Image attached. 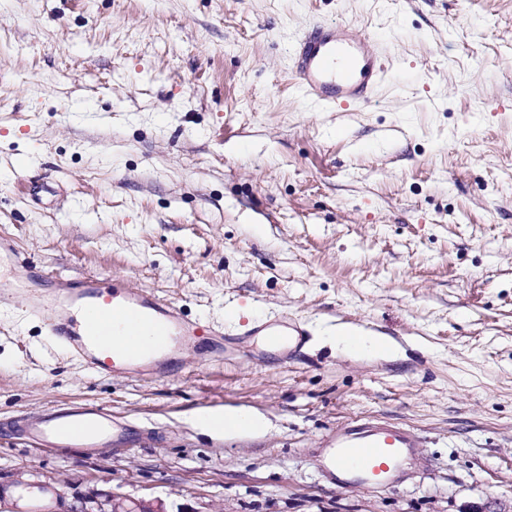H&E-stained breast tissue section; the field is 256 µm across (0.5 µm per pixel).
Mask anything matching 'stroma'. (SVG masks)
<instances>
[{"label":"stroma","mask_w":512,"mask_h":512,"mask_svg":"<svg viewBox=\"0 0 512 512\" xmlns=\"http://www.w3.org/2000/svg\"><path fill=\"white\" fill-rule=\"evenodd\" d=\"M319 22L376 41L368 103L301 98L291 48ZM1 236V292L16 256L29 289L112 278L224 348L98 376L0 307V512L115 490L168 512H512V0H0ZM282 315L309 333L290 357L248 333ZM84 403L127 440L14 432ZM227 407L265 430L192 421ZM359 419L422 435L386 486L325 466Z\"/></svg>","instance_id":"35a3bbf8"}]
</instances>
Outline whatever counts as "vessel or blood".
Returning <instances> with one entry per match:
<instances>
[{"label": "vessel or blood", "instance_id": "1", "mask_svg": "<svg viewBox=\"0 0 512 512\" xmlns=\"http://www.w3.org/2000/svg\"><path fill=\"white\" fill-rule=\"evenodd\" d=\"M293 56L302 97L324 106L368 101L384 73L372 43L343 25L316 26L294 47ZM25 303L29 312L42 318L50 335L103 375L124 374L137 364L134 346L112 339L125 322H134L170 351L184 340L216 333L209 324L186 320L176 306L154 292L131 290L93 276L56 281L54 288L27 296ZM258 333L270 345L292 342L295 336L284 321L263 324ZM23 431L47 445L77 448L109 445L120 437L111 412L100 404L49 408ZM420 443L421 435L414 429L355 421L337 430L331 440L332 465L352 481L379 485Z\"/></svg>", "mask_w": 512, "mask_h": 512}]
</instances>
